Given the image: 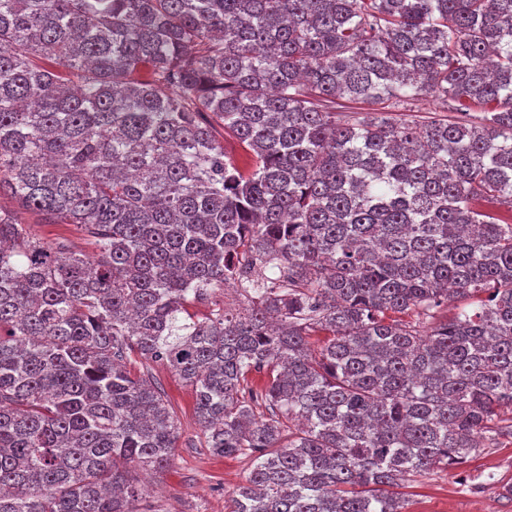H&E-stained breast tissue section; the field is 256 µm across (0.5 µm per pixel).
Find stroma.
Here are the masks:
<instances>
[{
    "mask_svg": "<svg viewBox=\"0 0 512 512\" xmlns=\"http://www.w3.org/2000/svg\"><path fill=\"white\" fill-rule=\"evenodd\" d=\"M0 205L13 212L36 239L62 241L85 253L93 250L75 225L43 223L37 212L7 198ZM130 369L161 392L179 426L169 469L148 479L149 512H229L231 494L247 476L249 461L216 457L206 448L191 386L151 361L134 362ZM511 484L512 441L504 439L498 447L479 449L462 465L408 478L399 490L409 500L408 512H512V497L506 492Z\"/></svg>",
    "mask_w": 512,
    "mask_h": 512,
    "instance_id": "obj_1",
    "label": "stroma"
}]
</instances>
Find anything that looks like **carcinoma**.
I'll return each instance as SVG.
<instances>
[{
  "instance_id": "1",
  "label": "carcinoma",
  "mask_w": 512,
  "mask_h": 512,
  "mask_svg": "<svg viewBox=\"0 0 512 512\" xmlns=\"http://www.w3.org/2000/svg\"><path fill=\"white\" fill-rule=\"evenodd\" d=\"M2 194L94 253L0 210V512H141L179 427L133 357L252 459L231 512H406L512 438V0H0ZM402 113L406 114L404 118L416 121L422 120L424 117L448 115L443 103L431 95L421 96L412 102L410 112ZM1 204L14 213L19 222L24 224L27 233L34 238L46 242L64 241L72 250L93 252V245L75 224H42L41 216L37 212L26 210L15 201L2 198ZM248 302L240 288L232 286L230 288L216 289L210 297L208 303L196 304L191 311L199 318L206 317L215 307H224L226 311L238 312L247 307Z\"/></svg>"
}]
</instances>
